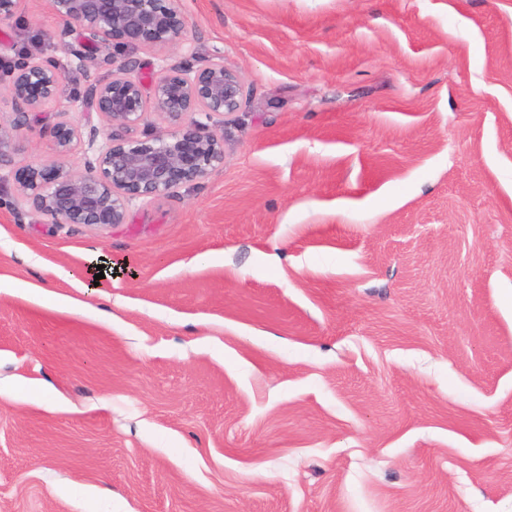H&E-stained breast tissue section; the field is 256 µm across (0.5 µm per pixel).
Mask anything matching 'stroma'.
Wrapping results in <instances>:
<instances>
[{"instance_id":"stroma-1","label":"stroma","mask_w":512,"mask_h":512,"mask_svg":"<svg viewBox=\"0 0 512 512\" xmlns=\"http://www.w3.org/2000/svg\"><path fill=\"white\" fill-rule=\"evenodd\" d=\"M179 5L0 99V512H512V0ZM77 37L22 0L0 57ZM217 57L223 166L104 230L22 202L56 123L83 170L91 80Z\"/></svg>"}]
</instances>
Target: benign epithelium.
Wrapping results in <instances>:
<instances>
[{"instance_id":"7a95c632","label":"benign epithelium","mask_w":512,"mask_h":512,"mask_svg":"<svg viewBox=\"0 0 512 512\" xmlns=\"http://www.w3.org/2000/svg\"><path fill=\"white\" fill-rule=\"evenodd\" d=\"M51 2L57 17L78 27L81 40L62 45L59 58L25 53L15 61L0 60V72L10 76L6 95L23 118L55 100L66 73L88 69L93 51L102 46L153 51L185 40L186 20L176 0ZM76 99L104 122L102 135L88 141L84 171H66L59 162L30 163L19 169L17 182L26 203L51 223L106 228L123 223L134 201L168 196L224 164L223 138L213 118L241 108L243 84L218 60L196 69L164 65L147 90L127 64L89 84ZM151 114L162 116L172 130L145 140L114 137L116 128L148 124ZM18 127L0 124V162L16 151ZM75 136L67 122L53 127L59 156L70 153Z\"/></svg>"}]
</instances>
